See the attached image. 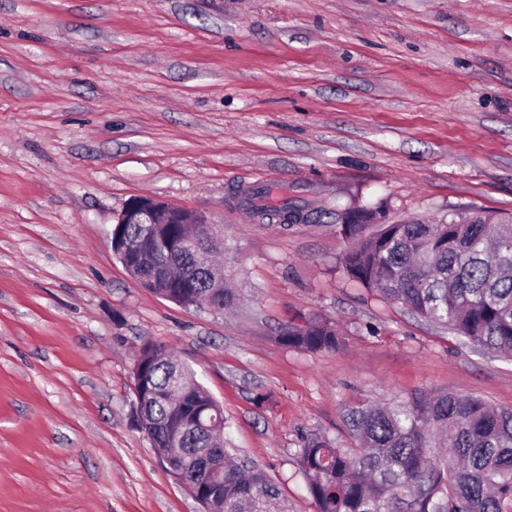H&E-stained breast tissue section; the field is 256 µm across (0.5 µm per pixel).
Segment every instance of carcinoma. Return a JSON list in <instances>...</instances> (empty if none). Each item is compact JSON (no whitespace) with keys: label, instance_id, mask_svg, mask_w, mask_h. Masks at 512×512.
<instances>
[{"label":"carcinoma","instance_id":"cac0c4a2","mask_svg":"<svg viewBox=\"0 0 512 512\" xmlns=\"http://www.w3.org/2000/svg\"><path fill=\"white\" fill-rule=\"evenodd\" d=\"M270 190L252 188L240 204L260 224L306 222L305 206L284 200L269 205ZM344 224L352 242L341 256L351 279L400 304L412 315L448 327L456 338L512 360V217L459 209L446 224L406 220ZM125 242L145 238V225L120 224ZM157 237L155 263L166 266L165 234ZM303 351L339 344L336 328L316 317L290 322L279 333ZM135 420L153 448H180L175 470L197 483V451L210 449L209 467L219 482L216 512H291L279 486L253 461L226 446L220 404L167 348L144 343L136 355ZM355 448L306 435L297 461L315 512H512V407L440 392L415 394L389 406L363 405L349 413Z\"/></svg>","mask_w":512,"mask_h":512}]
</instances>
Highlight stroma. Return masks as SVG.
I'll return each instance as SVG.
<instances>
[{
  "instance_id": "35a3bbf8",
  "label": "stroma",
  "mask_w": 512,
  "mask_h": 512,
  "mask_svg": "<svg viewBox=\"0 0 512 512\" xmlns=\"http://www.w3.org/2000/svg\"><path fill=\"white\" fill-rule=\"evenodd\" d=\"M258 184L330 217L258 224L230 198ZM137 196L223 225L236 307L130 275L111 231ZM359 207L512 213V0H0V512H199L135 425L146 340L295 512L302 435L353 447L352 408L512 406V361L344 274ZM308 316L340 345L279 342Z\"/></svg>"
}]
</instances>
